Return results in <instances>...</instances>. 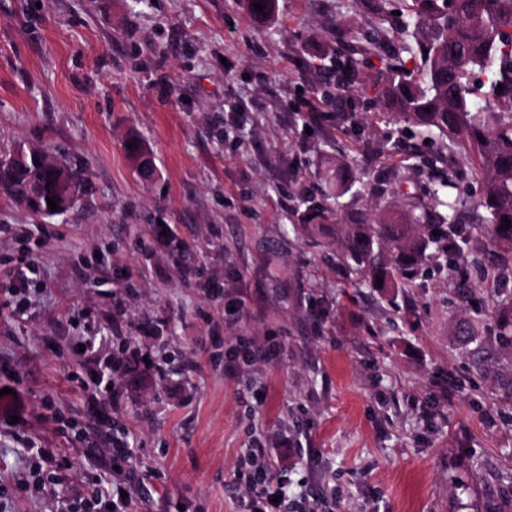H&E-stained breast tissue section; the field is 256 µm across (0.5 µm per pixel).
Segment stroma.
I'll use <instances>...</instances> for the list:
<instances>
[{
	"label": "stroma",
	"mask_w": 512,
	"mask_h": 512,
	"mask_svg": "<svg viewBox=\"0 0 512 512\" xmlns=\"http://www.w3.org/2000/svg\"><path fill=\"white\" fill-rule=\"evenodd\" d=\"M348 18L369 25V0H278L261 22L237 0H0V152L61 148L87 182L50 219L0 201V426L18 417L76 470L134 434L136 512H248L235 471L264 439L287 512H512V270L486 285L474 235L470 261L429 258L387 298L300 221L302 189L374 208L324 195L326 157L403 209L429 182L412 149H442L373 119V91L317 107L313 54ZM370 139L391 143L380 161ZM23 259L15 296L3 272ZM89 319L103 354L155 363L120 372L115 404L77 355ZM246 345L275 354L249 364ZM29 475L0 436V512H57ZM129 144H133V147L128 148ZM125 150L134 164L135 172L139 176L146 177L152 173L153 165L147 159V150L138 139H128L125 143Z\"/></svg>",
	"instance_id": "stroma-1"
}]
</instances>
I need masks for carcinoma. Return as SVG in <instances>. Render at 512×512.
<instances>
[{
	"label": "carcinoma",
	"mask_w": 512,
	"mask_h": 512,
	"mask_svg": "<svg viewBox=\"0 0 512 512\" xmlns=\"http://www.w3.org/2000/svg\"><path fill=\"white\" fill-rule=\"evenodd\" d=\"M241 2L259 18L275 8V0ZM372 2L380 22L349 29V39L336 38V47L324 54L336 81L323 86V102L355 95V83L363 81L359 59L375 56L385 63L375 79L377 116L409 125L424 141H445L449 149L447 155L441 152L423 160L435 175L432 196H446L441 202L444 211L420 200L392 217L371 219L361 212L347 222L336 220L343 256L359 266L369 287L383 293L411 280L430 248L451 264L465 259L466 239L458 228L465 201L450 193L455 188L445 171L450 154L459 152L476 163L484 185L476 208L485 213L476 220L489 244L512 245V226L504 228V220L512 221V0H404L405 12L396 20L403 34L398 41L388 39L385 28L393 16L390 0ZM256 3L264 5L263 12L254 8ZM126 144L135 172L150 175L153 165L143 144L136 138ZM21 153L27 163L19 167L15 157ZM58 160L39 148L1 154L0 197L41 215L48 208L46 197L58 191L50 173ZM320 176L336 196L361 182L343 156L326 159ZM328 215V208L307 201L304 228L319 234Z\"/></svg>",
	"instance_id": "cac0c4a2"
}]
</instances>
